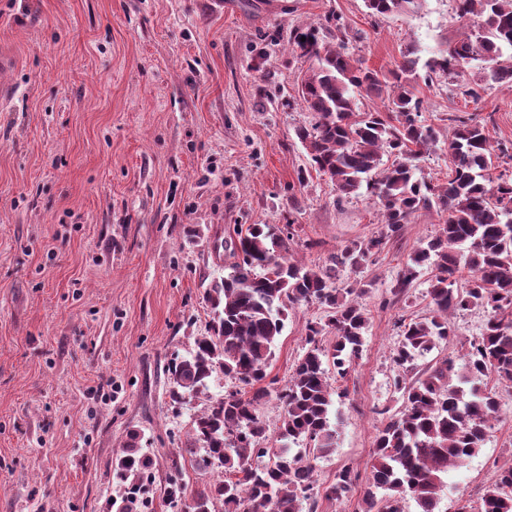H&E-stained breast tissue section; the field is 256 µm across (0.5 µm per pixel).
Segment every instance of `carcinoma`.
I'll use <instances>...</instances> for the list:
<instances>
[{
	"label": "carcinoma",
	"mask_w": 512,
	"mask_h": 512,
	"mask_svg": "<svg viewBox=\"0 0 512 512\" xmlns=\"http://www.w3.org/2000/svg\"><path fill=\"white\" fill-rule=\"evenodd\" d=\"M420 0H365L369 13L382 18L419 5ZM459 17L477 19V29L450 42L439 56L424 62L427 74L450 75L472 61L485 65L491 78L512 81V0H454ZM288 43L309 61L300 98L312 112L311 125L296 136L309 155L310 168L329 177L339 199L367 189L378 206L384 231L364 243H352L314 270L288 259L294 237L287 225L282 237L266 224H251L226 241L234 262L230 272L205 289L214 310L207 334L191 351L168 365L169 395L175 404L208 397L195 414L181 457L208 478L200 489L189 488L173 463L167 499L189 512H299L313 490V459L336 447L329 419L333 391L328 368L344 378L361 351L369 317L353 298V286L333 287L336 268L358 271L385 240L400 234L420 209H433L446 219L437 236L421 243L398 272L394 294L410 287L421 269L435 271L429 294L433 315L402 323V339L394 362L405 366L450 336L448 313L482 307L489 313L482 333L471 341L461 374L452 378L448 360L434 365L414 383L397 378L403 407L379 428L374 439L372 480L364 494L363 512H402L409 494L417 512H440L439 491L448 468L461 466L484 444L499 414L495 388L479 386L492 378L512 384V179L486 178L496 154L512 155V144L493 149L485 125L460 122L448 139L447 184L417 175L421 155L439 142L438 132L423 123V100L411 90L420 58L407 48L391 83L362 66L336 28V44L319 36V26L296 29ZM388 92L390 114L366 111L362 99ZM392 157L384 163L383 156ZM467 285L455 287L460 267ZM318 303L326 321L309 324L305 352L287 383L267 381L275 348L285 326L287 304ZM335 343L321 344L325 332ZM251 389L209 395L216 372ZM273 398L283 408L278 448H262L268 429L258 415L261 401ZM306 447L296 449L298 443ZM150 457L140 438L130 434L116 457L113 472L124 490L109 499L114 512H147L142 488L149 478ZM494 480L480 497L478 512H512V464L494 467ZM357 475L342 468L327 497L339 501L352 490Z\"/></svg>",
	"instance_id": "1"
}]
</instances>
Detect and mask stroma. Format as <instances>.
I'll use <instances>...</instances> for the list:
<instances>
[{"label":"stroma","instance_id":"1","mask_svg":"<svg viewBox=\"0 0 512 512\" xmlns=\"http://www.w3.org/2000/svg\"><path fill=\"white\" fill-rule=\"evenodd\" d=\"M340 17L351 53L393 71L408 45L421 57L469 26L453 0L371 17L364 0H0V512H108L112 470L130 433L153 459L152 512L205 399L172 405L165 368L206 334L208 284L227 274L224 239L237 226L295 228L290 252L320 268L345 245L382 229L369 194L341 201L327 176L308 172L296 136L312 114L299 92L308 63L288 34L315 23L335 42ZM484 88L464 98L466 86ZM425 123L441 139L458 120L486 123L491 144L512 142V82L473 63L458 76L412 81ZM435 211L336 287L368 284L369 323L359 358L335 383L336 447L315 462L318 512H363L374 436L402 407L393 380L458 359L486 311L449 318L454 334L416 360L393 362L401 322L431 316L432 270L401 295L398 272L437 234ZM319 304L292 305L269 376L285 383ZM484 446L449 469L441 512L474 504L494 464L512 463V387ZM358 480L326 499L342 467Z\"/></svg>","mask_w":512,"mask_h":512}]
</instances>
